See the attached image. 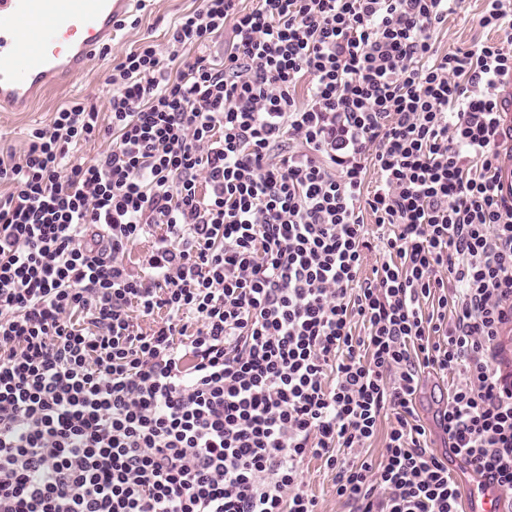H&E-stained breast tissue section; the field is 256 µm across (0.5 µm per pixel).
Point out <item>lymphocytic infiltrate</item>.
I'll return each instance as SVG.
<instances>
[{
  "label": "lymphocytic infiltrate",
  "mask_w": 512,
  "mask_h": 512,
  "mask_svg": "<svg viewBox=\"0 0 512 512\" xmlns=\"http://www.w3.org/2000/svg\"><path fill=\"white\" fill-rule=\"evenodd\" d=\"M239 2L126 53L106 111L70 102L0 149V512H318L308 457L349 512H463L417 420L430 374L461 378L451 454L512 496V0L445 54L463 0ZM498 112H501L502 116L501 139L509 140L508 147H510L512 146V79L498 94ZM373 218L369 215H365V224H368L367 229L369 233V240L372 243L373 248L366 255V260L364 262L363 271L365 274L370 275L373 266L379 264L382 260L384 251L382 250V244L380 243L377 237L381 236L380 234L383 232L376 227L373 223ZM150 242L151 239L143 238L141 241L129 248L125 254L124 261L135 273L147 275L150 271L147 264V260L151 253Z\"/></svg>",
  "instance_id": "f902f5d3"
}]
</instances>
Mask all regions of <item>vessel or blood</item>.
<instances>
[{"instance_id":"obj_1","label":"vessel or blood","mask_w":512,"mask_h":512,"mask_svg":"<svg viewBox=\"0 0 512 512\" xmlns=\"http://www.w3.org/2000/svg\"><path fill=\"white\" fill-rule=\"evenodd\" d=\"M133 0H0V111H30L72 82L112 41ZM467 512H503L496 490L473 484Z\"/></svg>"}]
</instances>
